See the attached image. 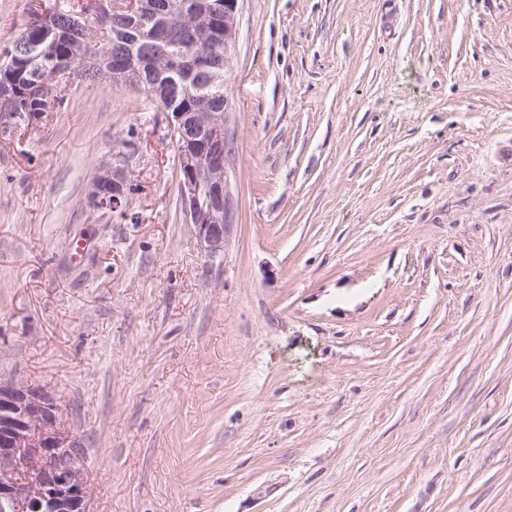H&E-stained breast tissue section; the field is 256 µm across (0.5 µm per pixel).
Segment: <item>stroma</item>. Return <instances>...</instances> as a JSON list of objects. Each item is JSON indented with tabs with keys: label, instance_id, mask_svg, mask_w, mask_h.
<instances>
[{
	"label": "stroma",
	"instance_id": "obj_1",
	"mask_svg": "<svg viewBox=\"0 0 512 512\" xmlns=\"http://www.w3.org/2000/svg\"><path fill=\"white\" fill-rule=\"evenodd\" d=\"M226 82L214 261L144 97L0 130V376L92 512H512V0H239ZM129 154L119 153L112 156V163L102 168L92 184L88 202L100 203L93 209L108 213H123L132 203L133 191L129 173Z\"/></svg>",
	"mask_w": 512,
	"mask_h": 512
}]
</instances>
